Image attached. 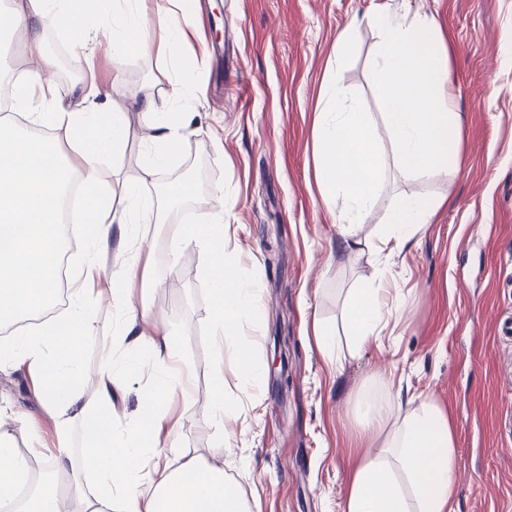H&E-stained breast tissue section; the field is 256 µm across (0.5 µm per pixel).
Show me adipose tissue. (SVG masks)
<instances>
[{
	"instance_id": "ef3b65f1",
	"label": "adipose tissue",
	"mask_w": 512,
	"mask_h": 512,
	"mask_svg": "<svg viewBox=\"0 0 512 512\" xmlns=\"http://www.w3.org/2000/svg\"><path fill=\"white\" fill-rule=\"evenodd\" d=\"M197 13V0H8L0 6V35H22L34 63L14 109L62 132L73 151L65 156L56 142L0 122L1 327L55 298L61 202L73 178L88 188L83 215L93 229L74 281V301L62 320L28 325L0 342V369L27 372L56 438L53 450L34 445L23 455L0 425V512H247L222 467L177 452L185 416L168 410L167 403L190 376L178 366L179 342L151 323L146 306L136 301L138 284L147 277L141 252L112 271L105 259L113 233L125 236L134 225L162 223L163 214L130 185L112 182V162L125 149L129 120L126 109L107 106L110 88L93 77L96 50L107 44L116 82L124 79L133 55L155 47L165 53L166 89L136 105L149 130L142 142L141 178L154 179L179 153L201 91V72L183 60ZM49 29L70 41L90 77L87 91L72 104L57 96L55 65L44 40ZM146 30L155 42L141 39ZM442 205L439 198L393 195L373 258L412 240ZM103 304L119 308L123 335L132 345L147 344L150 355L105 366L90 403L80 386V365ZM399 318L382 288H356L346 300L345 327L355 346ZM145 371L149 383L138 395L135 420L117 424L112 406L119 377ZM77 423L84 446L76 456L69 434ZM355 443L365 454L341 512H453L456 437L442 406L426 399L405 405L390 397L371 399L356 425Z\"/></svg>"
}]
</instances>
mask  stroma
Wrapping results in <instances>:
<instances>
[{"mask_svg": "<svg viewBox=\"0 0 512 512\" xmlns=\"http://www.w3.org/2000/svg\"><path fill=\"white\" fill-rule=\"evenodd\" d=\"M433 16L448 47V77L458 115L460 164L429 176L388 169V194L364 223H338L314 158L321 88L337 75L380 115L372 92L377 41L370 17L399 14L403 0H200L201 37L184 51L207 86V100L184 136L182 176L204 169L210 213L224 216V238L239 264L255 271L260 323L247 327L261 379L237 415L212 425L210 369L200 329L202 250L170 256L172 227L140 225L153 282L148 315L181 341L192 372L172 405L187 421L178 446L222 465L251 512H341L359 463L352 446L359 391L400 401L430 398L449 411L457 434L456 512H512V0H412ZM355 25L344 56L338 34ZM162 51L136 55L112 103L129 109V140L115 177L140 182L146 127L133 106L166 86ZM163 175L140 182L155 195ZM444 198L420 234L375 262L390 194ZM382 283L402 304L401 321L354 348L346 336L319 346L313 324L340 326L350 289ZM120 314L103 310L85 347L82 382L93 393L106 361L127 350ZM288 347V384L270 373L273 339ZM0 406L19 449L33 436L53 444L22 373L0 372Z\"/></svg>", "mask_w": 512, "mask_h": 512, "instance_id": "1", "label": "stroma"}]
</instances>
